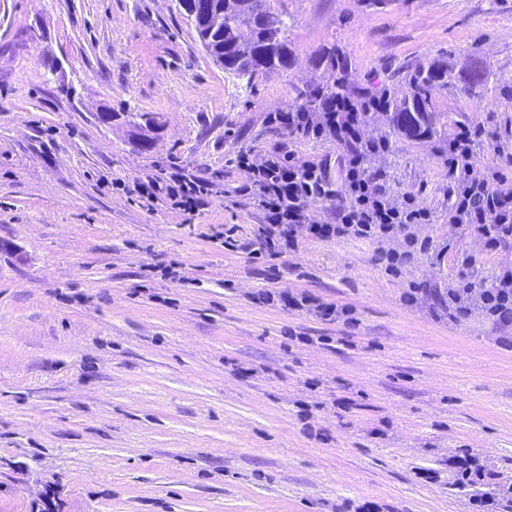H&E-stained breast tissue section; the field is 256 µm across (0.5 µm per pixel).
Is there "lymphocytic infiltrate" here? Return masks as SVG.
<instances>
[{
  "mask_svg": "<svg viewBox=\"0 0 512 512\" xmlns=\"http://www.w3.org/2000/svg\"><path fill=\"white\" fill-rule=\"evenodd\" d=\"M317 105L320 115L316 118L307 110L285 108L271 114L269 120L291 132L312 139L331 138L344 145L339 182L327 177L325 166L294 163L284 146L260 158L245 152L234 159L237 168L247 175L244 192L251 194L263 214L266 249L281 254L295 248L293 232L301 225L316 238L350 236L384 241L409 226L431 223V212L418 207L412 195L392 202L382 171L367 165L368 158L382 151L383 146L363 138L362 124L367 110L383 108V98L370 99L365 109L347 96L321 97ZM483 133L480 126L464 127L449 144L446 164L457 183L448 193L449 213L453 222L471 226L486 249L493 251L512 239V175L498 170L488 179L475 176L473 150ZM132 191L149 201L165 200L172 209L190 214L213 196L214 186L208 179L174 165L137 179ZM314 199L336 201L330 220L310 218L306 204ZM472 295L487 316L512 320V268L504 269L491 286L479 289L463 280L450 291L451 299L459 306Z\"/></svg>",
  "mask_w": 512,
  "mask_h": 512,
  "instance_id": "1",
  "label": "lymphocytic infiltrate"
}]
</instances>
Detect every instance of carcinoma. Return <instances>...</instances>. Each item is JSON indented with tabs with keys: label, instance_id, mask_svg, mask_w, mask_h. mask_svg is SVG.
Listing matches in <instances>:
<instances>
[{
	"label": "carcinoma",
	"instance_id": "obj_1",
	"mask_svg": "<svg viewBox=\"0 0 512 512\" xmlns=\"http://www.w3.org/2000/svg\"><path fill=\"white\" fill-rule=\"evenodd\" d=\"M273 0H200L202 9L212 18L206 33L205 48L212 60L224 69L252 80L267 72L288 69L292 52L284 33L288 17L272 6ZM330 77L324 87L314 93H302L303 102L297 109L310 106L318 95H336L348 92L341 55H326ZM451 73L448 63L432 61L412 66L408 73V91L399 96L389 89L381 90L388 98L392 127L423 134L429 129L432 97L448 85Z\"/></svg>",
	"mask_w": 512,
	"mask_h": 512
}]
</instances>
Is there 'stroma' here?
Masks as SVG:
<instances>
[{"instance_id":"35a3bbf8","label":"stroma","mask_w":512,"mask_h":512,"mask_svg":"<svg viewBox=\"0 0 512 512\" xmlns=\"http://www.w3.org/2000/svg\"><path fill=\"white\" fill-rule=\"evenodd\" d=\"M291 67L246 80L207 55L178 0H0V512H471L448 470L479 458L492 512L512 483V323L448 307L489 251L448 219L444 145L483 126L478 172L512 152V0H277ZM342 54L352 91L403 92L447 61L428 136L392 137L395 195L429 210L398 272L373 242L273 256L233 158L287 145L270 124ZM108 112L111 124L98 115ZM218 196L193 214L113 189L170 162ZM304 293L351 312L262 301Z\"/></svg>"}]
</instances>
